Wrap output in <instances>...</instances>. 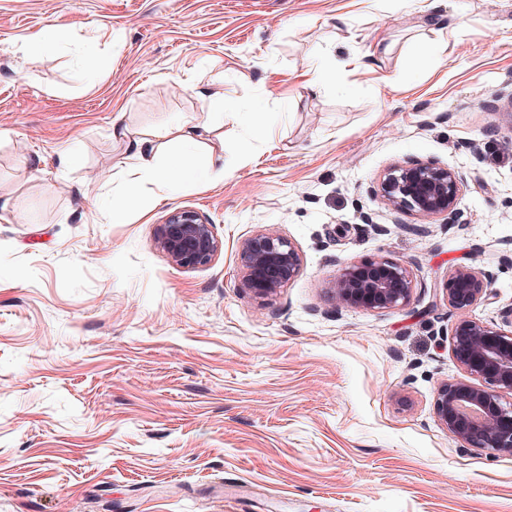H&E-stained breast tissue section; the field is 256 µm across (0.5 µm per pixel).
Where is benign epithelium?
<instances>
[{
  "label": "benign epithelium",
  "mask_w": 512,
  "mask_h": 512,
  "mask_svg": "<svg viewBox=\"0 0 512 512\" xmlns=\"http://www.w3.org/2000/svg\"><path fill=\"white\" fill-rule=\"evenodd\" d=\"M464 187L458 171L429 159H412L389 166L381 174L378 192L388 209L455 223ZM155 244L180 268L204 266L223 243L214 224L193 209H179L158 225ZM244 285L269 299L301 270L295 245L271 232H259L238 247ZM415 280L410 267L393 259L344 264L327 290L341 302L365 311L403 308L412 298ZM491 293V281L469 266L452 270L443 286L448 306L465 310ZM502 328L493 323L462 319L452 329L450 348L466 378L441 383L434 402L441 425L469 448L490 449L512 456V319Z\"/></svg>",
  "instance_id": "1"
}]
</instances>
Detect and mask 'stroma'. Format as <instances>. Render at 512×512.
Instances as JSON below:
<instances>
[{"label": "stroma", "instance_id": "stroma-1", "mask_svg": "<svg viewBox=\"0 0 512 512\" xmlns=\"http://www.w3.org/2000/svg\"><path fill=\"white\" fill-rule=\"evenodd\" d=\"M117 116L213 122L220 177L109 223ZM411 158L462 175L455 223L377 194ZM0 195V512H512V456L434 413L454 325L512 309V0H0ZM183 208L223 243L194 269L154 243ZM261 231L303 260L270 301ZM379 258L410 305L326 292ZM461 265L492 280L462 312ZM238 264L245 287L259 298L269 299L298 276L302 260L288 239L259 232L239 244ZM491 285L484 272L469 266H459L450 272L442 289L448 306L466 310L488 297Z\"/></svg>", "mask_w": 512, "mask_h": 512}]
</instances>
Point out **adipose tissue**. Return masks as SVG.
Wrapping results in <instances>:
<instances>
[{
  "mask_svg": "<svg viewBox=\"0 0 512 512\" xmlns=\"http://www.w3.org/2000/svg\"><path fill=\"white\" fill-rule=\"evenodd\" d=\"M112 137L128 141L137 163L126 173L124 199L113 202L110 208L111 223H126L130 202L138 197L146 186H153L158 194L163 195L181 188L186 183L207 180L212 176L209 164L195 165L191 159L200 150L205 151L206 155H213L215 148L187 124L179 122L135 136L131 134L128 126L116 119L112 122ZM173 146L178 147L179 153L172 159L168 170H161L159 159Z\"/></svg>",
  "mask_w": 512,
  "mask_h": 512,
  "instance_id": "1",
  "label": "adipose tissue"
}]
</instances>
